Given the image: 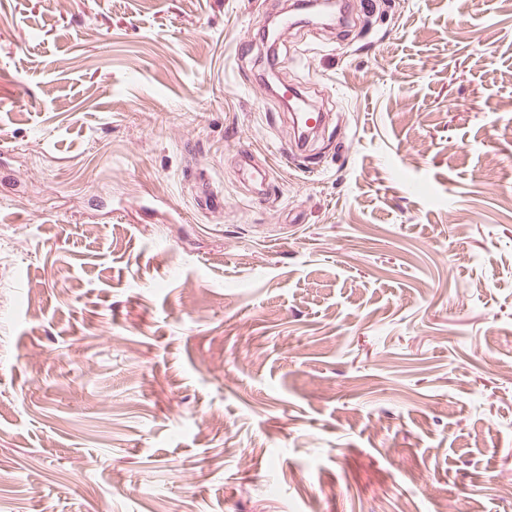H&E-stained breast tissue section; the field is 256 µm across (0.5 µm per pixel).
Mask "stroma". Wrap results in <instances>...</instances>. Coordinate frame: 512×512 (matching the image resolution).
Here are the masks:
<instances>
[{"mask_svg":"<svg viewBox=\"0 0 512 512\" xmlns=\"http://www.w3.org/2000/svg\"><path fill=\"white\" fill-rule=\"evenodd\" d=\"M284 7L0 0V512H512V0L296 12L289 160Z\"/></svg>","mask_w":512,"mask_h":512,"instance_id":"1","label":"stroma"}]
</instances>
